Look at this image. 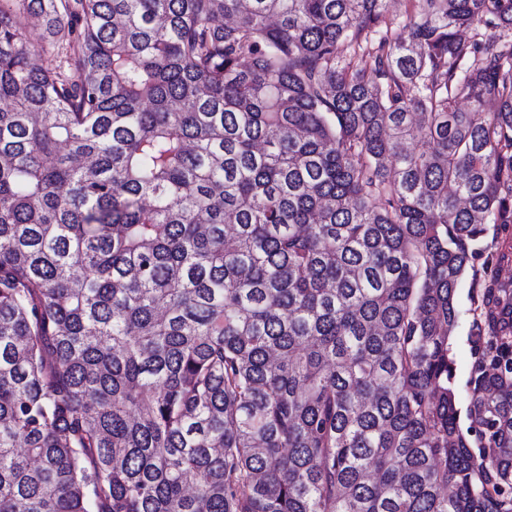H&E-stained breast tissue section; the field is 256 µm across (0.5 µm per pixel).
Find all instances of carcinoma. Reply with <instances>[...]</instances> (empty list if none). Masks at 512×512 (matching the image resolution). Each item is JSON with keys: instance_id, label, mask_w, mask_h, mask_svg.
I'll return each mask as SVG.
<instances>
[{"instance_id": "cac0c4a2", "label": "carcinoma", "mask_w": 512, "mask_h": 512, "mask_svg": "<svg viewBox=\"0 0 512 512\" xmlns=\"http://www.w3.org/2000/svg\"><path fill=\"white\" fill-rule=\"evenodd\" d=\"M385 7L0 0V512H512V0ZM488 231L482 243L477 247V254L470 263L473 268L466 272L461 285L458 289V307L460 316L457 327L451 336V356L454 360V387L459 395L460 426L465 431L469 425L466 419V393L468 389V380L470 377L471 365L474 361V348L471 337V325L473 320L474 308L471 300L472 296V274L477 271L478 276L482 274L483 265L491 261L492 252L497 251L501 246L510 241V237L500 234L497 239H493L494 224L487 225Z\"/></svg>"}]
</instances>
